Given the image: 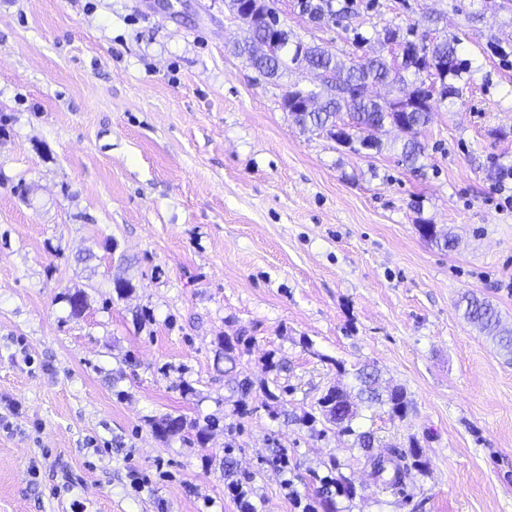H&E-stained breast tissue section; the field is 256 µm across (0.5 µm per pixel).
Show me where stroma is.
Returning a JSON list of instances; mask_svg holds the SVG:
<instances>
[{"instance_id": "1", "label": "stroma", "mask_w": 512, "mask_h": 512, "mask_svg": "<svg viewBox=\"0 0 512 512\" xmlns=\"http://www.w3.org/2000/svg\"><path fill=\"white\" fill-rule=\"evenodd\" d=\"M172 2L0 0V512H315L334 462L355 488L338 512H512V355L458 305L487 299L512 328V10L356 0L327 26L270 0L343 60L427 17L460 38L473 78L411 170L395 128L367 155L297 125L281 96L315 75L251 68L229 0ZM227 336L245 397L224 375ZM365 363L410 400L403 419L355 422L418 442L427 466L401 494L376 487L352 437L296 422ZM167 415L230 422L201 444L156 435Z\"/></svg>"}]
</instances>
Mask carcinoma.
I'll list each match as a JSON object with an SVG mask.
<instances>
[{"label":"carcinoma","mask_w":512,"mask_h":512,"mask_svg":"<svg viewBox=\"0 0 512 512\" xmlns=\"http://www.w3.org/2000/svg\"><path fill=\"white\" fill-rule=\"evenodd\" d=\"M300 9L328 24H336L348 16L350 3L336 4V0H299ZM230 10L247 17V33L237 43L239 55L246 57L250 65L270 78H279L288 71L289 65L302 64L328 77L334 85L327 93L315 88L293 84L282 96V108L289 112L303 129L321 131L340 144H345L360 154L363 149L381 151L382 144L375 132L383 127L396 126L408 135L402 144L399 162L408 168H416L425 156L426 146L419 136L430 123L435 106L443 105L459 96L458 82L471 76V62L459 54L460 39L456 36L440 40L430 37L427 30L418 31L413 25L406 30L407 37L400 38V31L388 28L385 39L400 48L405 59L398 63L385 56L354 57L349 62L340 61L330 50L318 45L301 49L302 42L291 39L278 11L266 5L264 0H230ZM275 39L278 46L266 53H259L255 45ZM394 85L391 98H374L367 94L369 85L375 83ZM421 235L441 249L453 245L452 237L437 230L433 224L418 225ZM70 315L79 317L87 307L84 291L76 290L64 295ZM465 302V317L487 332L499 350L512 353V329L500 327L499 312L485 299L475 296L461 298ZM240 339L228 337L222 340L224 361L230 367L224 374L235 372L237 366L236 345ZM357 394L333 385L317 400V414L308 413L300 418L304 424H314L317 418L336 426V432L354 437V446L363 449L366 464L370 467L374 483L384 489L400 491L406 484L409 468H423V452L413 441L405 450L397 445L380 447L371 431L358 432L353 423L359 417L358 406L368 409L385 406L391 417L403 419L410 407L406 392L399 387H381L379 370L373 364H364L353 372ZM178 427L172 435H180L186 429L196 430L197 442L203 444L209 433L219 425V419L207 421L203 427L187 425L183 417H177ZM412 458L407 463L406 458ZM316 495L324 512H337L334 495H354L353 485L343 478L325 476L319 479Z\"/></svg>","instance_id":"1"}]
</instances>
